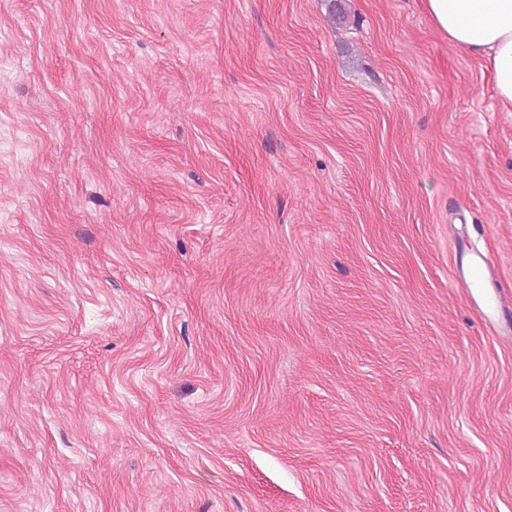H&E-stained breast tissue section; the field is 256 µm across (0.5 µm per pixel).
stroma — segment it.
Listing matches in <instances>:
<instances>
[{"label": "stroma", "mask_w": 512, "mask_h": 512, "mask_svg": "<svg viewBox=\"0 0 512 512\" xmlns=\"http://www.w3.org/2000/svg\"><path fill=\"white\" fill-rule=\"evenodd\" d=\"M341 3L0 0V512H512V112ZM461 278L463 287L471 293L472 290L481 291L483 288H489V285H492V288H504L502 285L499 286L493 282H488L484 277L483 268L474 265L472 262L467 266L466 270L462 267Z\"/></svg>", "instance_id": "1"}]
</instances>
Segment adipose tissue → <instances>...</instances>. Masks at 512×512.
Wrapping results in <instances>:
<instances>
[{
    "label": "adipose tissue",
    "mask_w": 512,
    "mask_h": 512,
    "mask_svg": "<svg viewBox=\"0 0 512 512\" xmlns=\"http://www.w3.org/2000/svg\"><path fill=\"white\" fill-rule=\"evenodd\" d=\"M423 6L440 35L483 60L498 104L512 111V0H423Z\"/></svg>",
    "instance_id": "adipose-tissue-1"
}]
</instances>
